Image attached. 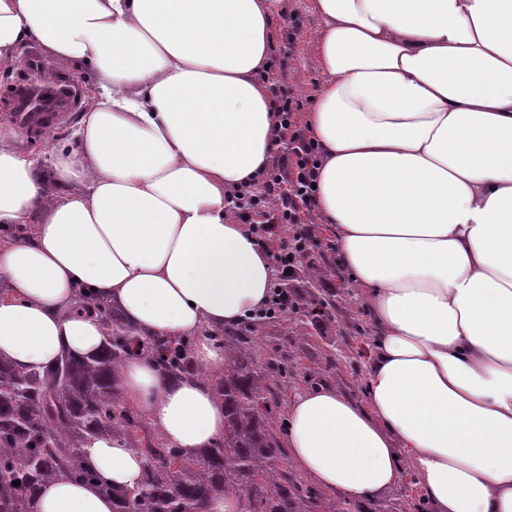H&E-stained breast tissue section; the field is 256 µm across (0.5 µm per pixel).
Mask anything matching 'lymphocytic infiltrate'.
Returning <instances> with one entry per match:
<instances>
[{
    "instance_id": "lymphocytic-infiltrate-1",
    "label": "lymphocytic infiltrate",
    "mask_w": 512,
    "mask_h": 512,
    "mask_svg": "<svg viewBox=\"0 0 512 512\" xmlns=\"http://www.w3.org/2000/svg\"><path fill=\"white\" fill-rule=\"evenodd\" d=\"M286 44L272 48L269 67L264 79L269 84L275 110L279 116L277 136L280 145L273 163L260 179L258 186L246 185L240 192L247 202L246 209L236 210V217L260 214L268 224H291V236L279 238L271 252L280 269L296 268L304 250L315 238L303 221L312 217L315 206L316 165L319 147L300 124L297 114L303 103L286 81Z\"/></svg>"
}]
</instances>
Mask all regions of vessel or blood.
I'll return each instance as SVG.
<instances>
[{
    "mask_svg": "<svg viewBox=\"0 0 512 512\" xmlns=\"http://www.w3.org/2000/svg\"><path fill=\"white\" fill-rule=\"evenodd\" d=\"M23 68L27 78L14 90L10 117L19 128L42 136L79 109L83 89L75 77L67 72L44 76L45 62L38 52L28 53Z\"/></svg>",
    "mask_w": 512,
    "mask_h": 512,
    "instance_id": "1",
    "label": "vessel or blood"
}]
</instances>
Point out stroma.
Segmentation results:
<instances>
[{"label": "stroma", "mask_w": 512, "mask_h": 512, "mask_svg": "<svg viewBox=\"0 0 512 512\" xmlns=\"http://www.w3.org/2000/svg\"><path fill=\"white\" fill-rule=\"evenodd\" d=\"M298 30L296 48L287 62V81L301 99H313L325 81L314 60V45L319 18L312 0H282L272 23L274 36L289 27ZM23 77L19 61L0 68V141L30 159L53 160L54 149L74 145L81 114L53 128L40 140L27 139L7 118L11 108L8 97L16 82ZM313 258L321 268L316 293L335 299L332 315L307 319L295 314L257 322L252 356L262 366L276 397L273 409L274 431L283 433L287 405L294 393L327 384L339 391L362 399L368 359L363 351L372 339L369 318L356 299L335 252L313 250ZM419 499L410 480L372 502L349 500L350 512H417Z\"/></svg>", "instance_id": "obj_1"}]
</instances>
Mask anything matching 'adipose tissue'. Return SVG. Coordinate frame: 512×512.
I'll list each match as a JSON object with an SVG mask.
<instances>
[{
  "instance_id": "1",
  "label": "adipose tissue",
  "mask_w": 512,
  "mask_h": 512,
  "mask_svg": "<svg viewBox=\"0 0 512 512\" xmlns=\"http://www.w3.org/2000/svg\"><path fill=\"white\" fill-rule=\"evenodd\" d=\"M281 0H0V66L38 43L100 92L51 175L0 143V358L42 370L98 354L79 289L140 336L217 340L266 305L277 271L228 197L276 153L261 78ZM326 76L303 122L320 148L315 214L369 315L363 401L288 403L289 463L372 501L407 474L435 512H512V0H313ZM124 397L187 457L224 436V402L133 356ZM114 487L143 459L85 442ZM32 512H112L95 485L46 483Z\"/></svg>"
}]
</instances>
